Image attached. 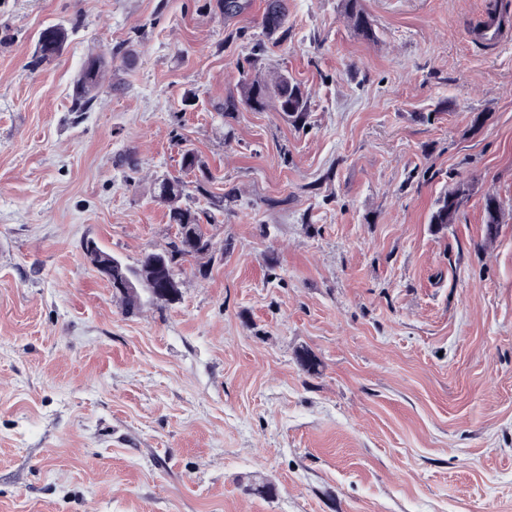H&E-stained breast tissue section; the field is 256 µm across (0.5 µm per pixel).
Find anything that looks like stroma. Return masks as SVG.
<instances>
[{
	"label": "stroma",
	"mask_w": 512,
	"mask_h": 512,
	"mask_svg": "<svg viewBox=\"0 0 512 512\" xmlns=\"http://www.w3.org/2000/svg\"><path fill=\"white\" fill-rule=\"evenodd\" d=\"M238 2L0 0V512H512V42L477 36L512 0H359L372 41L341 0L270 36ZM246 71L300 83L306 124L224 114ZM188 148L236 196L224 256L124 315L82 244L160 250ZM358 2V0H343L344 14L359 35L373 39L374 33L370 21L359 7ZM40 33L42 37H45L49 41L50 44L57 45V47L54 48V50L57 51V54L52 50V46H44V42L41 41L37 44V52L39 55L44 56L45 59L40 56L38 57L36 53H34L36 63H41L45 60H52L56 55H60L64 50L69 37L68 29L62 25L46 26L40 31ZM106 61L102 55H91L83 63L72 94V111L86 112L104 86ZM465 195L466 189L463 184H458L445 191L436 201L430 216V224H434L439 229L453 224Z\"/></svg>",
	"instance_id": "35a3bbf8"
}]
</instances>
